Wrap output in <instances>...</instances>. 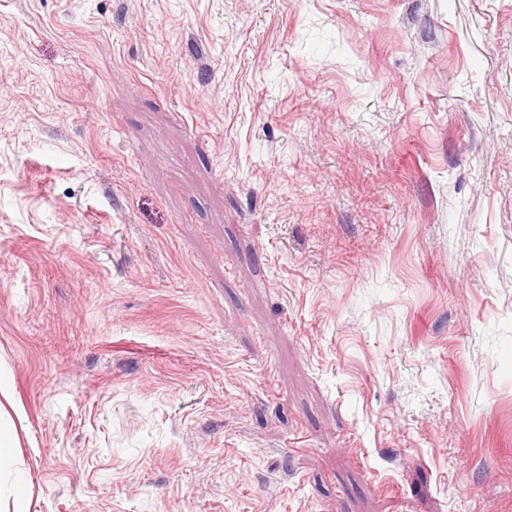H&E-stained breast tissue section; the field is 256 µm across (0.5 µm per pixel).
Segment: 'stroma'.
I'll return each instance as SVG.
<instances>
[{
    "instance_id": "35a3bbf8",
    "label": "stroma",
    "mask_w": 512,
    "mask_h": 512,
    "mask_svg": "<svg viewBox=\"0 0 512 512\" xmlns=\"http://www.w3.org/2000/svg\"><path fill=\"white\" fill-rule=\"evenodd\" d=\"M0 377V512H512V0H0ZM14 446L13 430L0 416V471L11 468Z\"/></svg>"
}]
</instances>
